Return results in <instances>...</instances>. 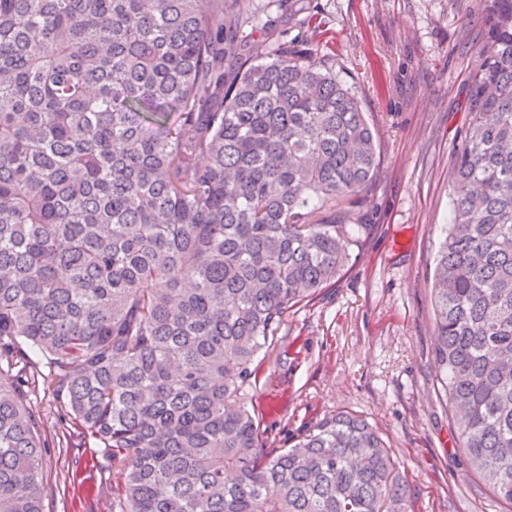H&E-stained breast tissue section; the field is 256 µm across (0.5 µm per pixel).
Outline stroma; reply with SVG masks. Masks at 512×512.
I'll return each instance as SVG.
<instances>
[{
	"label": "stroma",
	"mask_w": 512,
	"mask_h": 512,
	"mask_svg": "<svg viewBox=\"0 0 512 512\" xmlns=\"http://www.w3.org/2000/svg\"><path fill=\"white\" fill-rule=\"evenodd\" d=\"M283 37L332 64L375 133L380 171L336 214L372 230L335 283L283 319L246 400L267 445L291 447L324 417L361 416L406 481L412 512H512L468 467L433 365L431 278L452 200V157L469 122L467 79L487 38L477 0H313ZM43 420V512H111L122 480L61 422V398L31 397Z\"/></svg>",
	"instance_id": "stroma-1"
}]
</instances>
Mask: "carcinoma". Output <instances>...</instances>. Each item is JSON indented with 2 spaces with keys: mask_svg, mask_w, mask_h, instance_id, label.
<instances>
[{
  "mask_svg": "<svg viewBox=\"0 0 512 512\" xmlns=\"http://www.w3.org/2000/svg\"><path fill=\"white\" fill-rule=\"evenodd\" d=\"M238 5L0 0V371L47 360L44 389L125 473L112 512H410L364 419L276 451L245 403L288 311L370 230L336 201L380 157L332 68ZM479 5L433 363L473 472L512 502V0ZM28 385L0 382V512H42Z\"/></svg>",
  "mask_w": 512,
  "mask_h": 512,
  "instance_id": "cac0c4a2",
  "label": "carcinoma"
}]
</instances>
